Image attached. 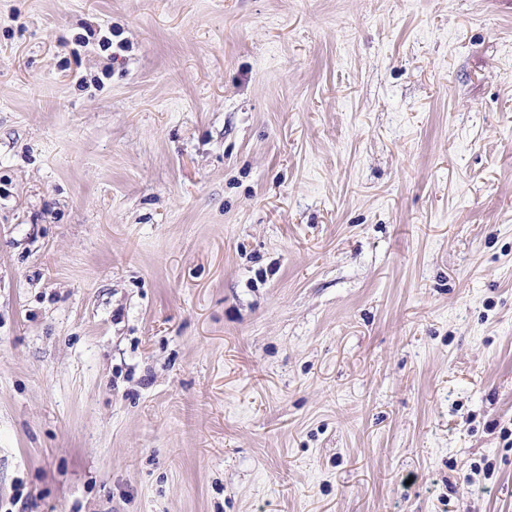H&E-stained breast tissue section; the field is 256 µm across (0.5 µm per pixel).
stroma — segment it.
<instances>
[{"label": "stroma", "instance_id": "stroma-1", "mask_svg": "<svg viewBox=\"0 0 512 512\" xmlns=\"http://www.w3.org/2000/svg\"><path fill=\"white\" fill-rule=\"evenodd\" d=\"M0 512H512V0H0Z\"/></svg>", "mask_w": 512, "mask_h": 512}]
</instances>
